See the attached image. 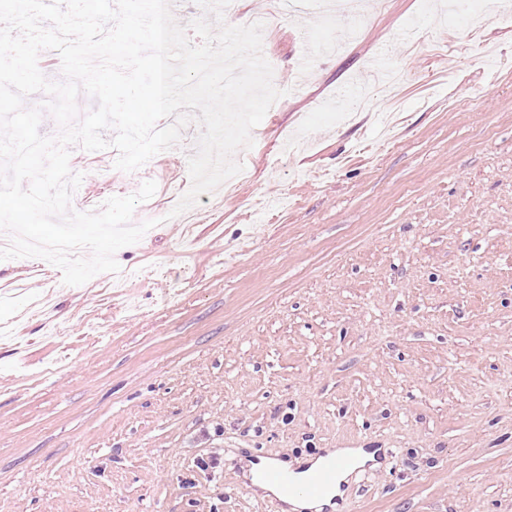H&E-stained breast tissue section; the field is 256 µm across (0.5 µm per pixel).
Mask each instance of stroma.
<instances>
[{
	"label": "stroma",
	"instance_id": "obj_1",
	"mask_svg": "<svg viewBox=\"0 0 512 512\" xmlns=\"http://www.w3.org/2000/svg\"><path fill=\"white\" fill-rule=\"evenodd\" d=\"M278 14L307 85L201 194L120 249L123 280L0 263V512H265L259 458L384 448L340 512H512V0ZM402 72L373 83L376 54ZM200 133L132 173L73 147L79 196L189 186Z\"/></svg>",
	"mask_w": 512,
	"mask_h": 512
}]
</instances>
